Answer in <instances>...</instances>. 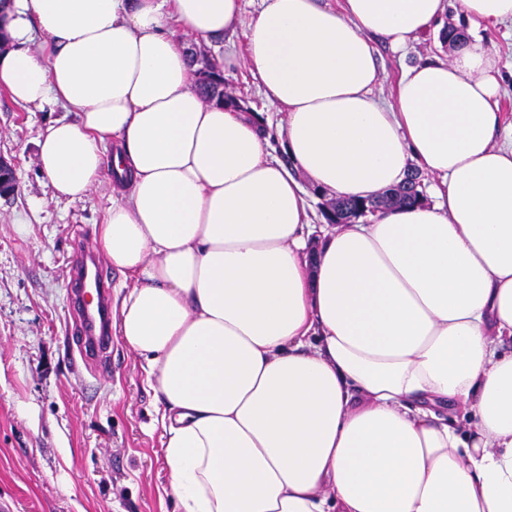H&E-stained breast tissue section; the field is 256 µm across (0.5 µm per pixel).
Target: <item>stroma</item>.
Segmentation results:
<instances>
[{
  "instance_id": "1",
  "label": "stroma",
  "mask_w": 512,
  "mask_h": 512,
  "mask_svg": "<svg viewBox=\"0 0 512 512\" xmlns=\"http://www.w3.org/2000/svg\"><path fill=\"white\" fill-rule=\"evenodd\" d=\"M376 49L381 98L404 67L438 51L429 35L403 53L381 40ZM65 115L0 88V158L16 174L0 196V512H177L140 357L116 339L111 372L74 366L63 269L74 237L99 249L112 184L74 202L52 196L37 141Z\"/></svg>"
}]
</instances>
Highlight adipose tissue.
I'll return each mask as SVG.
<instances>
[{"label": "adipose tissue", "instance_id": "obj_1", "mask_svg": "<svg viewBox=\"0 0 512 512\" xmlns=\"http://www.w3.org/2000/svg\"><path fill=\"white\" fill-rule=\"evenodd\" d=\"M375 96L374 38L444 40ZM512 0H11L0 88L60 107L37 142L54 194L112 180L98 229L133 284L178 512H512V127L482 25ZM242 30L278 109L206 102L182 36ZM40 50H31L34 37ZM113 142L106 153L105 142ZM428 199L315 226L301 177L368 199L411 167Z\"/></svg>", "mask_w": 512, "mask_h": 512}]
</instances>
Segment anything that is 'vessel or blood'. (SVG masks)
<instances>
[{"mask_svg": "<svg viewBox=\"0 0 512 512\" xmlns=\"http://www.w3.org/2000/svg\"><path fill=\"white\" fill-rule=\"evenodd\" d=\"M73 285L69 316L76 350L90 373L112 369V282L103 263L98 262L84 241L72 243L65 270Z\"/></svg>", "mask_w": 512, "mask_h": 512, "instance_id": "obj_1", "label": "vessel or blood"}]
</instances>
